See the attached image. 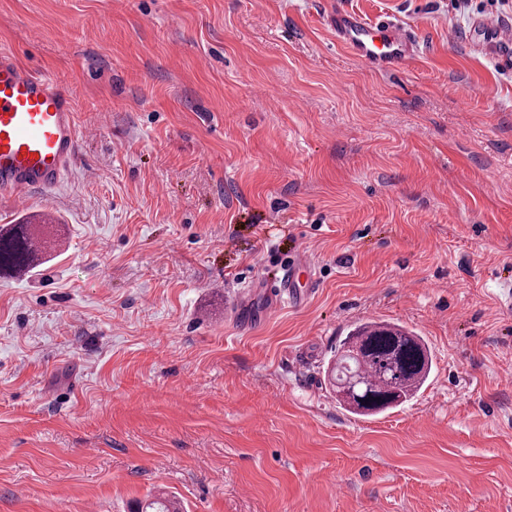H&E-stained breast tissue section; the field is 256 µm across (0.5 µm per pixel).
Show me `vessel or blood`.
I'll use <instances>...</instances> for the list:
<instances>
[{"mask_svg": "<svg viewBox=\"0 0 512 512\" xmlns=\"http://www.w3.org/2000/svg\"><path fill=\"white\" fill-rule=\"evenodd\" d=\"M338 42L363 65L388 73L413 56L414 36L383 17L366 21L336 12ZM479 44L503 41L500 65L512 69V32L490 18L472 29ZM80 138L73 96L56 79L36 75L11 51L0 50V196L25 206L30 194L58 187L75 157Z\"/></svg>", "mask_w": 512, "mask_h": 512, "instance_id": "b4317fda", "label": "vessel or blood"}]
</instances>
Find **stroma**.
Returning a JSON list of instances; mask_svg holds the SVG:
<instances>
[{
  "mask_svg": "<svg viewBox=\"0 0 512 512\" xmlns=\"http://www.w3.org/2000/svg\"><path fill=\"white\" fill-rule=\"evenodd\" d=\"M390 16L386 74L327 17ZM452 0H0V48L78 102L50 247L0 277V512H512V70ZM315 284L279 298L290 251ZM280 308L265 311L272 302ZM433 370L356 416L357 323ZM431 371L422 336L398 324L367 322L341 341L328 381L343 409L367 416L411 401Z\"/></svg>",
  "mask_w": 512,
  "mask_h": 512,
  "instance_id": "obj_1",
  "label": "stroma"
}]
</instances>
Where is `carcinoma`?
I'll use <instances>...</instances> for the list:
<instances>
[{
  "instance_id": "carcinoma-1",
  "label": "carcinoma",
  "mask_w": 512,
  "mask_h": 512,
  "mask_svg": "<svg viewBox=\"0 0 512 512\" xmlns=\"http://www.w3.org/2000/svg\"><path fill=\"white\" fill-rule=\"evenodd\" d=\"M38 237L31 224L0 227V276L34 268L29 248ZM432 355L423 337L398 324L367 322L354 327L336 350L328 381L336 402L356 415H376L411 401L428 380ZM136 512H180L176 502L154 497Z\"/></svg>"
}]
</instances>
